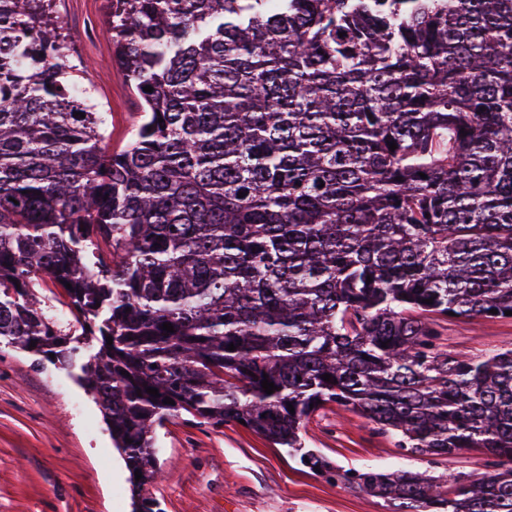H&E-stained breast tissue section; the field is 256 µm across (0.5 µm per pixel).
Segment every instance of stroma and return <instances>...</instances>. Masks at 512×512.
I'll list each match as a JSON object with an SVG mask.
<instances>
[{"mask_svg":"<svg viewBox=\"0 0 512 512\" xmlns=\"http://www.w3.org/2000/svg\"><path fill=\"white\" fill-rule=\"evenodd\" d=\"M56 5L70 52L105 114L107 144L122 149L138 101L112 61L107 0ZM444 343L457 356L485 355L512 345V319L449 320ZM305 432L335 476L311 472L243 426L213 428L181 412L157 431L159 477L149 491L164 512H389L344 473L372 466L467 481L489 470L478 448L449 457L408 454L361 414L335 404L314 414ZM0 512H132L129 472L92 397L72 372L35 364L1 343Z\"/></svg>","mask_w":512,"mask_h":512,"instance_id":"35a3bbf8","label":"stroma"}]
</instances>
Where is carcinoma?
Returning <instances> with one entry per match:
<instances>
[{"instance_id": "1", "label": "carcinoma", "mask_w": 512, "mask_h": 512, "mask_svg": "<svg viewBox=\"0 0 512 512\" xmlns=\"http://www.w3.org/2000/svg\"><path fill=\"white\" fill-rule=\"evenodd\" d=\"M109 5L140 102L120 151L56 0H0V339L63 369L97 341L76 380L133 512H163L143 490L169 417L243 420L332 476L302 435L328 404L411 454L493 458L446 495L346 475L391 512H512V347L456 356L439 330L512 311V0Z\"/></svg>"}]
</instances>
